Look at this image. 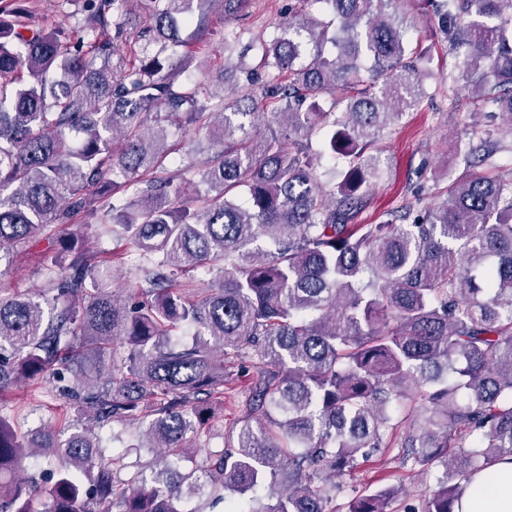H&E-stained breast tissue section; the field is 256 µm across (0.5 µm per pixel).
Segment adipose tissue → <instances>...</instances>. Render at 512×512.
Returning a JSON list of instances; mask_svg holds the SVG:
<instances>
[{"mask_svg":"<svg viewBox=\"0 0 512 512\" xmlns=\"http://www.w3.org/2000/svg\"><path fill=\"white\" fill-rule=\"evenodd\" d=\"M492 477L476 475L461 497L459 512H512V456L492 466Z\"/></svg>","mask_w":512,"mask_h":512,"instance_id":"obj_1","label":"adipose tissue"}]
</instances>
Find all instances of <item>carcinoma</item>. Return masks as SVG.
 Returning a JSON list of instances; mask_svg holds the SVG:
<instances>
[{
    "label": "carcinoma",
    "mask_w": 512,
    "mask_h": 512,
    "mask_svg": "<svg viewBox=\"0 0 512 512\" xmlns=\"http://www.w3.org/2000/svg\"><path fill=\"white\" fill-rule=\"evenodd\" d=\"M86 2L76 53L0 9V251L41 235L54 252L39 289L0 297V392L39 379L85 422L58 442L0 413V512H31L36 494L45 512H205L186 508L194 498L225 512H336L343 478L394 447L439 470L422 509H392L394 485L354 494L347 512H456L472 477L512 455V167L494 161L512 136V0H426L462 57L454 81L503 126L470 150L492 173L380 224L356 223L383 175L367 149L426 96L405 0H321L336 26L307 17L239 52L225 44L243 76L232 101L187 74L194 51L179 63L167 51L187 26L204 35L214 6L234 14L245 0ZM130 3L149 36L127 62L113 40ZM338 86L343 111H319ZM267 114L279 131L260 140L236 121ZM171 125L206 134L196 182L159 176ZM316 135L347 160L333 190L315 173ZM79 215L139 255L127 287L49 233ZM197 269L224 285L198 287ZM229 356L253 379L244 423L186 473L209 406L224 402ZM145 422L149 477L98 433ZM34 457L43 487L22 476Z\"/></svg>",
    "instance_id": "cac0c4a2"
}]
</instances>
